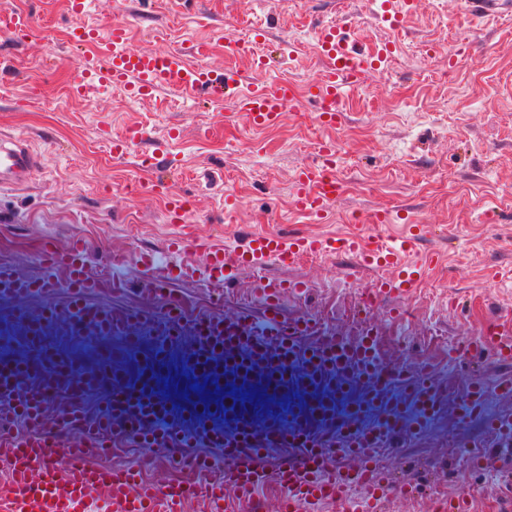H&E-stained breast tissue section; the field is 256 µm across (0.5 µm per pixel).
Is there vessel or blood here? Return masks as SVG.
<instances>
[{
  "label": "vessel or blood",
  "mask_w": 512,
  "mask_h": 512,
  "mask_svg": "<svg viewBox=\"0 0 512 512\" xmlns=\"http://www.w3.org/2000/svg\"><path fill=\"white\" fill-rule=\"evenodd\" d=\"M67 5L75 18L67 41L79 52L70 79V90L77 97L93 100L112 85L125 86L139 95L171 88L197 98L218 94L234 99L253 126L272 127L280 122L293 96L286 84L241 92V73L230 70L221 75L208 66L189 64L179 50H129L126 23L114 22L102 35L81 21L89 0H67ZM31 25L32 18L25 11L0 12L1 37H20ZM315 39L327 60L315 99L320 121L332 125L337 117L334 106L342 99L344 87L358 84L373 68L375 53L360 48L343 24L317 26ZM146 138L145 130L129 129L123 138L113 141V158H125ZM320 152L322 168L302 169L295 180V206L308 214L322 212L338 196L336 148L325 144ZM37 162L27 139H12L0 148V187L23 185ZM418 240L413 232L399 238L367 236L359 231L331 239L256 235L239 262L254 269L273 261L290 266L302 254L327 248L355 257L362 266L390 269V276L374 281L371 294L378 301L402 299L425 280L434 261L430 255L407 261ZM42 265V277L30 279L19 276L12 266L0 264V296L24 298L61 285L71 294L70 315L77 325L97 333L135 335L140 317L117 320L106 309L86 305V296L99 283L88 271L84 243L77 241L61 250L47 247ZM141 265L144 287L166 301V314L158 322V330L173 339L180 334L182 315L176 300L167 296L168 279L197 274L218 288L228 274L220 249L210 251L205 267L197 273L170 263L165 265L167 278L155 277L153 270L161 262L153 252L142 257ZM305 288L301 281L263 280L257 288L261 317L241 312L195 319L192 329L197 344L186 359V367L208 381L211 388L223 390V400L203 408L210 421L224 422L221 431L193 434L178 429L181 418L193 417L194 412L188 409L175 414L158 391L159 372L169 357L167 347L143 357L138 376L132 380L108 364L85 370L45 345L43 338L54 321V312L27 319L24 334L34 357L12 361L9 371H0V396L13 398V380L21 377L42 388L63 389L81 397L103 389L110 402L99 427H83L81 415L70 407L57 417L54 431L47 432L40 427L42 398L29 393L15 400L14 410L28 427L21 434L0 440V455L8 459L12 474L9 512H183L187 500L202 495L213 505H221L228 486L235 489L240 501H251L258 487L271 482L281 492L280 512H314L317 504L327 499L346 503L348 512H378L377 493L383 475L370 453L376 437L398 431L406 414H414L419 423L431 418L440 399L426 376L387 374L376 356L378 331L374 325L365 326L356 340L339 336L311 348L303 346L302 337L314 335L319 326L307 316H285L283 299L303 294ZM468 350L473 354L489 351L500 361L511 362L512 326H494L472 337ZM257 382L275 396L297 393V401L288 408V423L271 420L257 427L248 403L238 397L241 390ZM484 405V388L480 381H473L460 413L476 416ZM122 431L139 438L148 448L168 443L191 448L207 442L222 449L228 464L220 474L205 471L199 481L177 484L145 483L138 471L129 467L86 464L88 455L104 452L112 436ZM328 433L336 440L337 455L356 458L354 467L329 470L324 439ZM281 446L300 449L301 459L281 461L272 469L258 466L261 454ZM60 453L67 460L62 473L54 466ZM355 487L362 488L363 495L353 502L347 492Z\"/></svg>",
  "instance_id": "b4317fda"
}]
</instances>
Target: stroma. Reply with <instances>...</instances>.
<instances>
[{"label": "stroma", "mask_w": 512, "mask_h": 512, "mask_svg": "<svg viewBox=\"0 0 512 512\" xmlns=\"http://www.w3.org/2000/svg\"><path fill=\"white\" fill-rule=\"evenodd\" d=\"M31 13L50 31L48 41L17 42L0 36V138L27 136L40 165L18 189H0V263L36 278L47 243H85L90 271L101 283L89 295L113 315H149L138 350L115 333L79 332L66 288L14 301L0 298V321L9 323L12 354L27 358L22 334L26 314L51 309L56 319L49 345L87 370L110 363L135 374L140 356L164 344L152 324L163 301L142 288L140 257L175 238L195 243L176 254L179 264L202 265L208 250L234 264L257 232L332 238L345 234L356 215L366 233L396 235L405 223L424 224L416 257L438 252L441 262L402 303L401 320L385 311L392 300L366 312L359 293L375 271L332 252L238 269L223 298L200 280H175L169 288L185 321L204 314L257 311L259 280H301L307 291L285 299L287 315H312L324 338L354 336L375 319L382 365L408 375L427 372L441 405L421 428L400 429L379 451L389 477L382 512H430L440 497L467 499L469 512H512V445L495 439L488 418L512 413L499 395L512 364L460 355L470 337L492 321L512 319V10L476 15L468 0H417L399 27L375 21L372 0H96L83 17L104 29L127 23L135 51L185 48L187 61L214 69L249 70L253 56L267 65L258 75L271 85L288 83L298 109L272 128L250 126L235 101L188 99L171 90L133 96L122 86L88 102L75 98L69 81L78 56L66 38L65 0H0V10ZM348 21L370 46L390 44L379 70L348 88L335 127H323L312 94L325 68L313 37L314 21ZM132 127L150 138L138 152L113 159V140ZM334 142L345 190L322 217L293 205L295 175L319 166L318 145ZM163 145L167 159L148 168L141 154ZM161 181L154 194L129 192L133 182ZM189 196L181 222H171L168 192ZM236 204L225 210V197ZM390 221L376 223L378 213ZM192 335L168 345L161 386L182 405L200 403L206 386L182 380L181 361ZM487 400L482 415L462 419L459 406L473 380ZM218 460L214 447H140L116 437L112 449L93 454L92 465L138 469L165 483L190 473L195 458Z\"/></svg>", "instance_id": "35a3bbf8"}]
</instances>
